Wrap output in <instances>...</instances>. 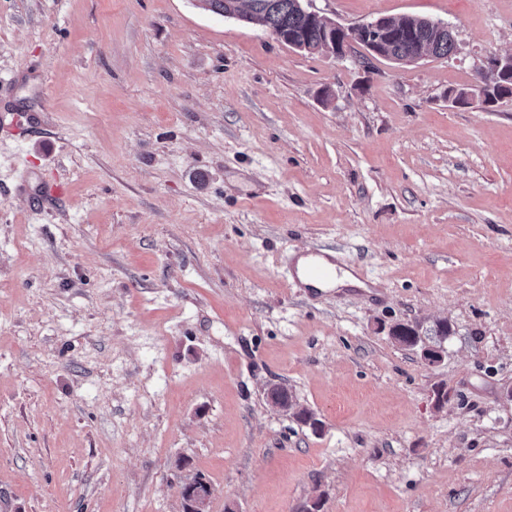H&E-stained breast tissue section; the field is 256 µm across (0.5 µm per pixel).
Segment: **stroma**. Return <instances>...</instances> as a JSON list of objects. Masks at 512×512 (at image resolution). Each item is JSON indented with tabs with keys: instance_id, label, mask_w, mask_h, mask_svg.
<instances>
[{
	"instance_id": "35a3bbf8",
	"label": "stroma",
	"mask_w": 512,
	"mask_h": 512,
	"mask_svg": "<svg viewBox=\"0 0 512 512\" xmlns=\"http://www.w3.org/2000/svg\"><path fill=\"white\" fill-rule=\"evenodd\" d=\"M312 7L456 52L0 0V512H184L197 478L207 512H512V97L446 99L512 53V0ZM315 248L376 297L292 285ZM440 321L434 365L391 336Z\"/></svg>"
}]
</instances>
